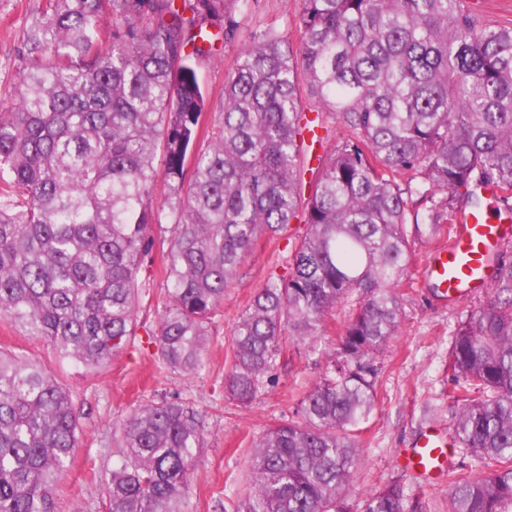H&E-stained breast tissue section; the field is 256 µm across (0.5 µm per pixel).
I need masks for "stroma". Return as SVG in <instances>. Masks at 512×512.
<instances>
[{"mask_svg":"<svg viewBox=\"0 0 512 512\" xmlns=\"http://www.w3.org/2000/svg\"><path fill=\"white\" fill-rule=\"evenodd\" d=\"M41 6L42 0H0V112L16 102L15 49L23 28ZM294 10L292 0H249L246 9L235 12L234 38L225 43L219 57L198 67L213 112L222 108L224 79L232 61L253 34L273 28L290 43H298ZM293 229L290 237L259 240L239 267L206 341L207 364L191 375L164 369L148 342L163 310L169 236L164 228L154 230L155 245L141 272L137 334L126 350L98 369L60 359L49 342L0 321V349L46 366L73 395L80 446L57 491L58 512H104L106 484L113 465L121 460L120 424L139 406L163 397L206 414V448L186 499L187 512H231L234 501L249 491L255 443L269 426L292 414L335 360L337 328L347 322L351 311L350 304L338 305L332 316L334 330L314 344L290 348L274 380L264 382L251 404L241 407L225 397L222 383L234 363L235 326L254 291L268 278L287 274L304 227L297 223ZM428 255V250H421L409 263L402 325L378 357L375 406L359 435L358 464L352 476L350 501L355 512H360L367 494L390 480L403 484L409 512L449 510L447 483L424 482L401 469L398 459L431 424L451 428L448 350L459 323L485 304L488 295L475 293L454 302L437 298L422 273Z\"/></svg>","mask_w":512,"mask_h":512,"instance_id":"35a3bbf8","label":"stroma"}]
</instances>
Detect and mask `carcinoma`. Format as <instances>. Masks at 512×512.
<instances>
[{"instance_id":"obj_1","label":"carcinoma","mask_w":512,"mask_h":512,"mask_svg":"<svg viewBox=\"0 0 512 512\" xmlns=\"http://www.w3.org/2000/svg\"><path fill=\"white\" fill-rule=\"evenodd\" d=\"M247 2L44 0L21 37L16 106L0 113V320L104 365L135 335L139 275L168 221L154 354L192 374L238 267L302 222L288 276L257 289L236 325L224 393L250 402L288 347L314 342L353 295L362 303L298 419L256 443L234 512H352L357 435L401 326L407 264L457 211L482 208L484 190L512 214V24L465 0H295L297 46L271 28L244 43L205 133L197 69ZM325 114L347 135L316 156L306 196L324 138L304 131ZM494 269L448 355L453 437L480 469L448 473L450 512H512V253ZM120 430L107 512H185L203 416L164 399ZM77 447L70 390L0 353V512H56ZM362 512H407L404 487L384 484Z\"/></svg>"}]
</instances>
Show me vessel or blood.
Here are the masks:
<instances>
[{
	"mask_svg": "<svg viewBox=\"0 0 512 512\" xmlns=\"http://www.w3.org/2000/svg\"><path fill=\"white\" fill-rule=\"evenodd\" d=\"M512 244V224L498 223L485 209L460 215L448 242L427 259L425 275L440 295L449 300L488 288L492 281V257ZM448 433L433 426L400 457V465L429 481L439 480L448 469Z\"/></svg>",
	"mask_w": 512,
	"mask_h": 512,
	"instance_id": "obj_1",
	"label": "vessel or blood"
}]
</instances>
